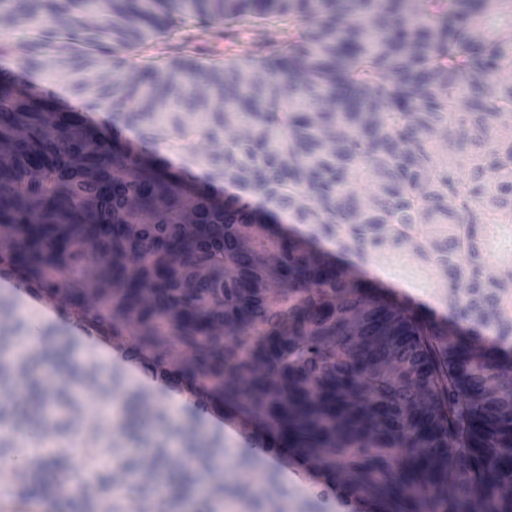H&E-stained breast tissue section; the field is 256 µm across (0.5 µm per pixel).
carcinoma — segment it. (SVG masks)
<instances>
[{
  "label": "carcinoma",
  "mask_w": 512,
  "mask_h": 512,
  "mask_svg": "<svg viewBox=\"0 0 512 512\" xmlns=\"http://www.w3.org/2000/svg\"><path fill=\"white\" fill-rule=\"evenodd\" d=\"M220 35L224 59L198 58ZM8 56L238 190L0 79V234L20 276L322 461L362 506L512 512V369L310 242L364 263L412 252L448 289V324L512 340V264L484 259L512 224V0H0ZM28 372L21 415L0 413L15 427L70 400ZM162 420L127 400L126 433ZM215 452L184 466L209 473ZM163 461L115 468L152 483ZM65 470L34 461L16 495Z\"/></svg>",
  "instance_id": "1"
}]
</instances>
